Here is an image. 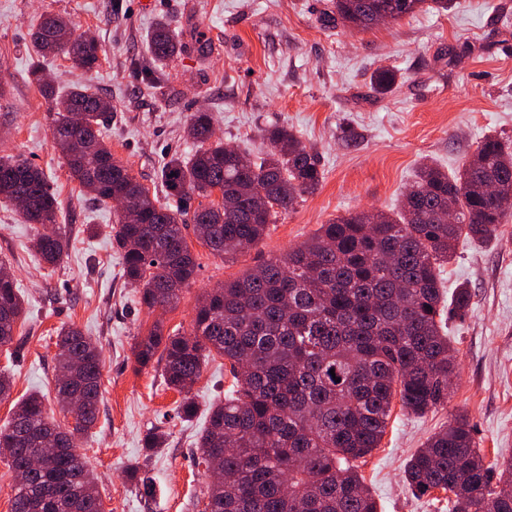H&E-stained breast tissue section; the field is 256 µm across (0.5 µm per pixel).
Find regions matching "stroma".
<instances>
[{
  "label": "stroma",
  "mask_w": 512,
  "mask_h": 512,
  "mask_svg": "<svg viewBox=\"0 0 512 512\" xmlns=\"http://www.w3.org/2000/svg\"><path fill=\"white\" fill-rule=\"evenodd\" d=\"M322 2L0 0V156L44 171L70 239L59 265L44 263L31 248L35 225L0 201V265L28 302L14 343L0 347V372L13 381L0 401V426L31 393L66 424L54 390L57 331L79 326L102 351L98 419L76 446L98 476L104 512L203 509L209 479L195 465L196 441L232 377L222 356H210L191 389L198 412L181 420L179 393L132 355L155 321L190 331L203 292L284 256L349 212L394 208L420 162L452 174L486 136L512 141V25L500 20L512 16V0H456L448 12H418L365 32L323 25ZM45 11L69 17L103 46L96 70L58 57L46 61V73L55 86L91 85L106 95L112 114L102 131L112 153L152 196L177 206L158 173L164 160L194 152L185 128L198 110L210 113L216 137L254 155L266 150L267 129L293 128L320 162L319 190L298 198L256 247L235 257L220 259L190 240L197 268L189 288L175 308L149 312L125 277L111 203L71 180L51 134L50 104L28 79L37 63L29 29ZM162 18L186 51L156 62L147 37ZM380 68L397 77L384 95L371 86ZM346 125L356 140L342 139ZM462 283L472 299L468 315L448 323L458 362L448 403L415 417L393 402L379 447L359 464L380 512H448L444 492L414 495L403 477L414 451L455 415L469 419L487 462L512 461V215L488 244L459 241L442 285L450 294ZM156 430L166 435L164 447H146ZM142 475L153 480V496H144Z\"/></svg>",
  "instance_id": "stroma-1"
}]
</instances>
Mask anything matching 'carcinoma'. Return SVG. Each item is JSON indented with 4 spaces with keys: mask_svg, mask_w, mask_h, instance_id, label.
Wrapping results in <instances>:
<instances>
[{
    "mask_svg": "<svg viewBox=\"0 0 512 512\" xmlns=\"http://www.w3.org/2000/svg\"><path fill=\"white\" fill-rule=\"evenodd\" d=\"M454 0H327L321 20L361 31L383 15L395 23L417 12H444ZM36 53L62 56L76 68L99 67L104 49L76 32L68 17L42 14L30 29ZM153 60L183 52L165 21L151 31ZM30 77L51 101L53 139L71 141L64 155L71 178L93 198H123L135 219L116 212L115 239L128 281L140 286L139 303L152 311L173 306L189 287L196 260L181 213L149 189L112 155L101 127L112 106L82 85L59 93L35 68ZM388 69L374 87L388 93ZM188 156L160 167L169 195L208 203L193 211V232L221 259L255 247L279 213L318 190L323 172L314 153L285 126L266 131L269 150L250 155L213 138L211 116L190 115ZM220 190L222 201L211 200ZM512 147L490 136L454 176L422 163L397 209L360 211L323 224L281 258L206 292L189 333H164L155 323L134 349L136 364L161 368L164 383L183 394L181 418L197 410L190 395L206 359L227 360L235 379L211 405L200 435L196 464L222 475L213 479L203 512H378L354 461L369 455L385 434L394 398L422 416L448 402L457 377L454 349L444 332L447 317L470 307L461 286L445 301L441 268L461 237L484 242L496 236L512 209ZM0 199L20 207L28 224L54 230L35 235L33 248L55 266L67 239L57 227L60 204L43 171L18 156H0ZM458 221L448 223V208ZM24 300L14 276L0 267V347L13 342ZM55 377L69 428L56 423L41 397L15 405L0 429V459L26 484L11 489V512H102L92 468L74 438L97 420L102 358L79 327L61 329ZM55 444L43 468H30L46 441ZM405 481L417 494L450 493L448 512H512V463H485L466 416L431 435L409 460Z\"/></svg>",
    "mask_w": 512,
    "mask_h": 512,
    "instance_id": "carcinoma-1",
    "label": "carcinoma"
}]
</instances>
